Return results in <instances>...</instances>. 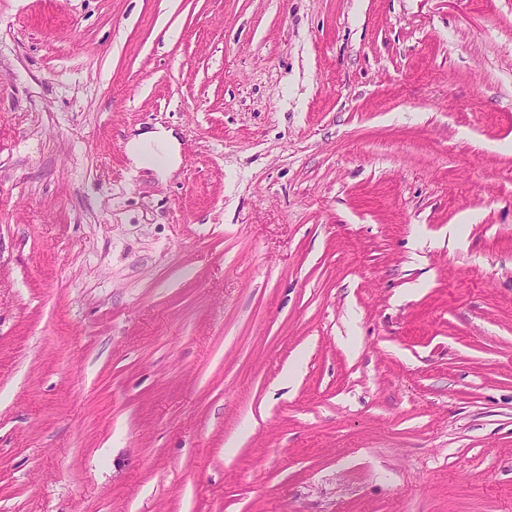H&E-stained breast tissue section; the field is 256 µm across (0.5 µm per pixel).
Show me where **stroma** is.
Wrapping results in <instances>:
<instances>
[{"mask_svg": "<svg viewBox=\"0 0 512 512\" xmlns=\"http://www.w3.org/2000/svg\"><path fill=\"white\" fill-rule=\"evenodd\" d=\"M0 512H512V0H0ZM131 164L167 175L179 163V144L173 130L162 127L133 136L125 146Z\"/></svg>", "mask_w": 512, "mask_h": 512, "instance_id": "stroma-1", "label": "stroma"}]
</instances>
